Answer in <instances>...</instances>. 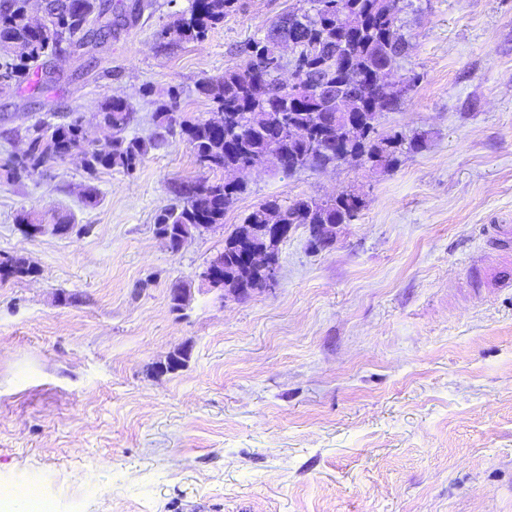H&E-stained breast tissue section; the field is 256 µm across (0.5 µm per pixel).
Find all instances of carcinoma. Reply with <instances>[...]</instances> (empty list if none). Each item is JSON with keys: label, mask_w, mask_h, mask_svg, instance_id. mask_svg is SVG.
<instances>
[{"label": "carcinoma", "mask_w": 512, "mask_h": 512, "mask_svg": "<svg viewBox=\"0 0 512 512\" xmlns=\"http://www.w3.org/2000/svg\"><path fill=\"white\" fill-rule=\"evenodd\" d=\"M237 0H190L189 7L176 24L165 27L159 38L190 42L205 37L207 31L224 21ZM305 6L273 21L263 38L245 49V63L220 76L205 77L198 83L201 94L211 99L224 113V129L218 130L203 118H185L176 122L177 94L167 91L168 100L159 104L154 120L159 129L179 134L191 144L195 162L212 174L244 166L253 157L272 148L288 160L286 174L318 168L309 160V142L293 138L288 126L309 127L310 138L336 139V127L312 128V114L336 111L332 88L343 85L358 90L357 111L375 116L359 142L340 147L362 156L376 170H388L400 156L423 148L425 137L417 132L378 134L382 115L372 109L380 100L386 111L400 109L403 100L384 87L369 82L374 69L383 64L399 66L408 42L402 31L400 15L406 0H303ZM102 0H47L49 14L56 16L53 35L24 23L28 0H0V62L10 66V78L17 85L40 83L47 63L60 51L63 34L83 33L86 24L101 12ZM295 47L288 60L310 89L307 98L297 101L280 82L283 61L279 43ZM132 107L121 97H107L101 104V120L113 137L101 153L91 155L84 170L91 178L101 170H118L133 175L151 149L162 140L146 143L127 139L123 133L130 125ZM44 138H35L28 156L9 159L0 165V178L19 182L32 178L50 164L84 153L82 121L75 116L57 124L39 122ZM246 182L224 184L215 178L204 189L198 185L181 191L183 204L165 208L155 223L166 224L172 238L189 236L199 224H222L224 214ZM362 207L360 195L341 192L327 200L299 198L289 204L269 200L249 213L245 224H265L275 215L282 224H349ZM20 224H68L70 218L57 211L25 212ZM29 268L20 259L0 262V278L27 276Z\"/></svg>", "instance_id": "carcinoma-1"}]
</instances>
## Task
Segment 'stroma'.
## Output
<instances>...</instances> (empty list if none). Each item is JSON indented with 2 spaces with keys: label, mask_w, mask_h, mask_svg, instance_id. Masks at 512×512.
Returning <instances> with one entry per match:
<instances>
[{
  "label": "stroma",
  "mask_w": 512,
  "mask_h": 512,
  "mask_svg": "<svg viewBox=\"0 0 512 512\" xmlns=\"http://www.w3.org/2000/svg\"><path fill=\"white\" fill-rule=\"evenodd\" d=\"M301 5L237 0L172 44L158 32L189 0H112V40L52 60L41 86H0V164L23 146L13 130L74 113L94 126L108 96L144 141L168 90L211 116L199 81ZM402 21L415 84L378 132L427 141L392 169L258 166L177 254L155 217L208 177L179 135L131 176L91 179L72 157L0 182V253L36 270L0 281V489L37 488L52 512H512V289L487 285L512 252L484 233L512 224V0H410ZM343 191L363 206L329 250L299 226L272 289H201L254 208ZM49 208L70 235L19 231L21 212Z\"/></svg>",
  "instance_id": "1"
}]
</instances>
